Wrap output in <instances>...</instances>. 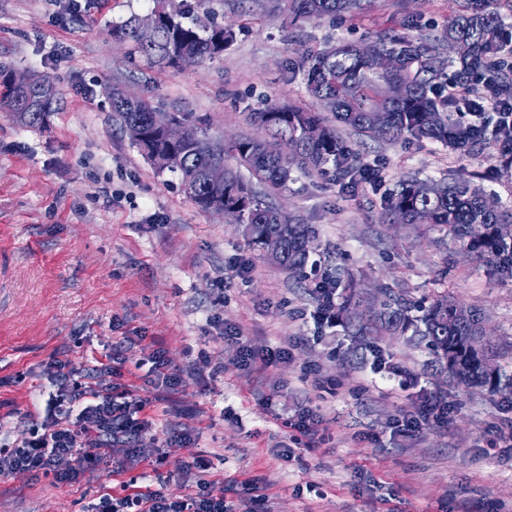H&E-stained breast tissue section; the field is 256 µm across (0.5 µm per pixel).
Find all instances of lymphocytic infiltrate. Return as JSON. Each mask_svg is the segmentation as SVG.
I'll use <instances>...</instances> for the list:
<instances>
[{
    "mask_svg": "<svg viewBox=\"0 0 512 512\" xmlns=\"http://www.w3.org/2000/svg\"><path fill=\"white\" fill-rule=\"evenodd\" d=\"M226 342L234 351L235 368L250 375L286 361L289 354L285 345L256 352L241 335L227 336ZM135 343L130 336L113 343L81 382L75 380L70 362H51L58 389L49 413L33 423L27 437L0 448V476L31 471L58 485L76 482L85 472L103 466L117 475L125 472L138 459V444L152 426L144 414L145 402L115 382L124 351ZM449 412L446 401L426 398L416 410L400 412L395 424L402 431L417 432L446 423ZM209 485V480L196 478L192 492L175 500L150 487L135 486L121 497L101 495L96 512H234L223 497L209 493Z\"/></svg>",
    "mask_w": 512,
    "mask_h": 512,
    "instance_id": "obj_1",
    "label": "lymphocytic infiltrate"
}]
</instances>
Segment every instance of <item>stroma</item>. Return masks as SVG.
I'll use <instances>...</instances> for the list:
<instances>
[{
	"label": "stroma",
	"instance_id": "35a3bbf8",
	"mask_svg": "<svg viewBox=\"0 0 512 512\" xmlns=\"http://www.w3.org/2000/svg\"><path fill=\"white\" fill-rule=\"evenodd\" d=\"M186 4L235 38L219 59L161 70L112 37L154 0H0V67L47 75L63 92L37 127L0 110V442L24 438L29 415H42L55 390L50 358L81 371L105 346L140 336L121 378L149 402L153 421L126 474L139 484L181 497L191 488L183 469L201 456L212 494L249 499L252 512H512V452L496 441L497 425L512 420V396L454 387L399 336L351 352L342 327L317 321L303 284L250 248L239 225L198 209L178 174L132 145L106 95L116 86L161 111L191 113L218 141L258 137L246 115L263 103L318 110L298 67L304 51L385 32L428 36L454 15L455 0H373L352 17L294 23L286 0ZM408 15L419 26L404 28ZM340 136L380 168L381 188L347 192L335 171H299L272 197L314 227L315 259L354 283L363 307L382 286L417 299L448 294L483 308L512 342V280L453 241L388 223L383 209L385 190L411 176L465 178L512 207V168L488 151L463 157L432 140L378 142L347 127ZM230 330L259 351L297 342L256 380L232 365ZM152 349L183 378L165 397L145 363ZM202 357L209 367L195 370ZM383 360L401 375L379 374ZM425 397L452 405L447 426L413 435L390 427ZM305 407L323 419L317 447L277 458L290 442L284 419ZM181 431L191 442L157 461L156 447ZM123 478L100 469L55 485L18 472L0 478V512H89L100 495H120ZM231 478L247 489L229 492Z\"/></svg>",
	"mask_w": 512,
	"mask_h": 512
}]
</instances>
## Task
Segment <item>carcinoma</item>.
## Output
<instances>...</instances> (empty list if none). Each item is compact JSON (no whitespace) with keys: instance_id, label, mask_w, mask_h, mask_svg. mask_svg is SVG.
<instances>
[{"instance_id":"carcinoma-1","label":"carcinoma","mask_w":512,"mask_h":512,"mask_svg":"<svg viewBox=\"0 0 512 512\" xmlns=\"http://www.w3.org/2000/svg\"><path fill=\"white\" fill-rule=\"evenodd\" d=\"M288 18L344 17L370 5L371 0H287ZM160 15L156 40L151 45L139 41L135 28L141 17L132 16L112 29L118 43L130 44L132 51L160 68L199 65L224 53L219 37L229 43L232 34L219 23L205 32L193 23L190 11L171 0H156L151 15ZM465 41L469 49L455 58L445 57L442 47L449 39ZM378 49L393 56L397 66L380 71L359 53L361 43H346L320 52L302 55V70L308 96L321 103L334 101L330 109L336 121L360 135L375 140L438 141L460 155H469L489 145L486 126L479 121L463 122L453 118L457 104L443 95V79L469 90L480 82L501 104L512 102V26H505L494 0H466L464 9L448 20V26L432 36L411 38L384 34L374 41ZM453 67V78L447 69ZM0 108L14 112L27 126L44 122L56 110L61 96L55 89L52 98L43 100L37 89H18L0 81ZM155 107L150 100L134 101L112 96V112L125 131L139 126L147 134L131 143L148 153L159 144L149 130V114ZM248 118L267 126L262 140L239 138L224 144L222 153L246 167L257 183L270 192H278L293 180L296 169L319 171L333 165L345 174L361 165L360 154L336 133V127L319 112L295 105L268 103L248 113ZM214 141L206 135L194 144L174 149L176 159L159 166L180 176L181 186L189 187L188 196L204 210L219 212L218 194L205 178L214 160ZM492 148L499 161L512 167V128L500 125ZM386 218L393 224H424L431 230L452 236L462 249L489 258L498 273L512 279V237L505 236L502 225L512 224V208L489 199L469 180H433L409 178L384 194ZM224 205L235 207L243 224H256L263 234L284 236V250L278 266L290 271L304 283L315 230L299 224L264 202L253 185L244 182L234 169L225 167ZM375 315L367 322L357 320L354 293L332 305L329 318L352 337L403 336L407 343L424 346L434 363L448 369V377L458 385L482 387L491 393L512 395V342L500 344L492 333L484 331L486 317L476 305H466L441 296L430 302L410 299L385 290L375 300ZM488 336V354L495 373L487 370L483 358L467 349L466 339L477 333Z\"/></svg>"}]
</instances>
